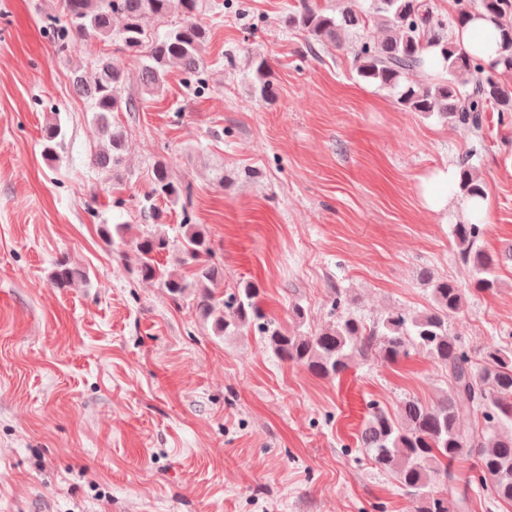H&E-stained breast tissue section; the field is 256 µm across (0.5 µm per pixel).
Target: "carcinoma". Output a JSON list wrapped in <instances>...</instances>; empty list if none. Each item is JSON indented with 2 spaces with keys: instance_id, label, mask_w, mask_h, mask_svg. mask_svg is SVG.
<instances>
[{
  "instance_id": "1",
  "label": "carcinoma",
  "mask_w": 512,
  "mask_h": 512,
  "mask_svg": "<svg viewBox=\"0 0 512 512\" xmlns=\"http://www.w3.org/2000/svg\"><path fill=\"white\" fill-rule=\"evenodd\" d=\"M60 14L45 18L61 53L77 52L94 42L114 43L133 58L143 90L162 87L167 67L181 66L184 73L202 81L207 31L199 15L206 0H59ZM456 22L463 24L484 13L499 32L498 56L485 64L448 36V25L435 11L432 0H370L369 8L347 6L341 11L321 7L314 0H298L285 16L288 28L301 32L309 50L341 47L340 33L355 31L353 67L368 82L394 92L408 112L437 115L448 124L478 132L484 114L512 113V88L503 85L499 70H512V0H454ZM173 15L180 21L166 24ZM119 28L113 27L115 19ZM167 25L163 31L162 25ZM385 32L369 35L370 26ZM254 98L275 95L273 69L268 58H251ZM73 81L93 113L102 145L91 154L92 166L116 171L125 162L127 135L112 121L115 112H137L140 102L126 93L123 69L101 56L92 78L74 73ZM66 128L58 117L42 132L44 155L57 159L56 148L65 140ZM460 188L470 199L486 200L483 182L463 172ZM192 186L172 177L168 163L152 168L150 190L135 200L145 224L164 223L158 200L182 203L183 225L189 227L182 242L181 264L189 276L161 265L158 256L169 251L170 239L161 233L142 236L133 245L135 269L144 281H158L178 306L191 296L198 315L211 324L216 336L255 333L282 362L305 368L322 379H334L357 360L379 358L394 363L413 350L426 351L445 372L448 387L432 402L405 399L393 417L374 406L359 436L373 465L392 474L399 487L420 503V512H467V492H458L452 463L464 456L477 461L476 483L494 503L512 504V348L489 344L475 358L448 320L460 314L471 292H491L499 285L497 270L512 261V248L503 253L485 250L482 218L475 215L452 227L459 260L470 287L455 279L422 273L429 285L430 303L422 311L392 309L377 321L343 314L320 331H305L306 310L298 302L289 306L288 328L270 316L261 304L262 289L252 281L228 291L221 288L224 268L207 233L192 224ZM56 288L88 285L87 273L63 256L50 273Z\"/></svg>"
}]
</instances>
